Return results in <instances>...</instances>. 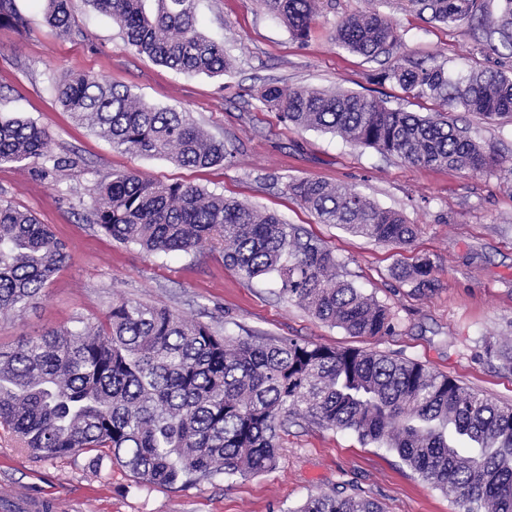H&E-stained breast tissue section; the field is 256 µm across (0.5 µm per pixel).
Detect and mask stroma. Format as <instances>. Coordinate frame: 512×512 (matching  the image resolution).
<instances>
[{"label": "stroma", "instance_id": "obj_1", "mask_svg": "<svg viewBox=\"0 0 512 512\" xmlns=\"http://www.w3.org/2000/svg\"><path fill=\"white\" fill-rule=\"evenodd\" d=\"M24 32L0 26V113L19 114L46 130L60 169L0 165V201L32 212L67 247L64 267L24 311L0 317V346L45 330L103 318L113 300L165 306L235 336H277L335 348L406 358L446 374L501 405H512V369L485 352V342L512 343V181L498 168L472 174L412 166L340 136L285 124L263 105L270 84L374 95L388 106L427 116L442 113L466 128L488 154L512 161V123L473 112L441 110L372 84L388 65L337 45V24L368 10L367 0H324L305 41L258 0H195L198 29L222 42L232 67L221 77L184 75L126 45L110 16L90 0H70L73 31L60 36L40 0H15ZM380 11L401 36L399 55L437 60L462 72L512 68L493 53L474 23L448 27L405 0H382ZM82 72L127 86L146 103L189 113L234 155L232 163L195 169L158 156L131 154L74 122L52 83ZM115 172L184 183L248 202L302 227L329 247L344 279L392 315V331L357 337L280 297L268 279L246 281L225 266L221 251L157 256L112 240L92 220L93 189ZM314 178L354 188L400 212L418 233L407 245L382 244L317 217L290 195L288 182ZM429 259L431 287L397 277L399 267ZM275 469L220 475L195 485H144L106 455L33 459L0 428V487L20 484L64 512H295L311 494L337 490L375 501L381 512H460L386 448L351 431L328 430L303 418L280 435Z\"/></svg>", "mask_w": 512, "mask_h": 512}]
</instances>
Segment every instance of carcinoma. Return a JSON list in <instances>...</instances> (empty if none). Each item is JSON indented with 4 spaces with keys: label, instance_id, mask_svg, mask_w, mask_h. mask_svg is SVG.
<instances>
[{
    "label": "carcinoma",
    "instance_id": "carcinoma-1",
    "mask_svg": "<svg viewBox=\"0 0 512 512\" xmlns=\"http://www.w3.org/2000/svg\"><path fill=\"white\" fill-rule=\"evenodd\" d=\"M60 35L72 30L68 0H44ZM94 0L127 44L186 74L222 75L224 45L197 29L194 0ZM446 26L479 19L485 41L512 53V0L497 16L482 0H407ZM293 39L303 41L322 0H262ZM0 25L26 26L15 0H0ZM336 43L377 58L400 43L377 11L342 20ZM407 96L448 109L512 120V74L448 71L398 59L372 75ZM72 118L133 154L183 167L230 161L224 143L185 112L158 108L121 85L70 73L53 82ZM261 102L298 128L329 131L405 163L480 173L496 159L447 121L350 92L270 84ZM59 168L46 131L0 115V164ZM288 192L323 224L404 245L416 227L344 184L292 181ZM96 223L114 240L155 254L221 249L245 280L274 277L279 295L353 336L392 329L389 311L342 278L333 252L277 215L190 184L114 173L96 184ZM65 245L29 211L0 201V316L36 301L66 262ZM421 259L402 275L425 284ZM304 416L326 429L350 430L388 448L462 512H512V407L500 406L423 364L293 338L221 335L166 308L119 299L96 323L50 329L0 348V426L33 456L52 460L99 452L147 485L192 484L217 475H255L278 466V431ZM294 512H380L365 497L310 495Z\"/></svg>",
    "mask_w": 512,
    "mask_h": 512
}]
</instances>
